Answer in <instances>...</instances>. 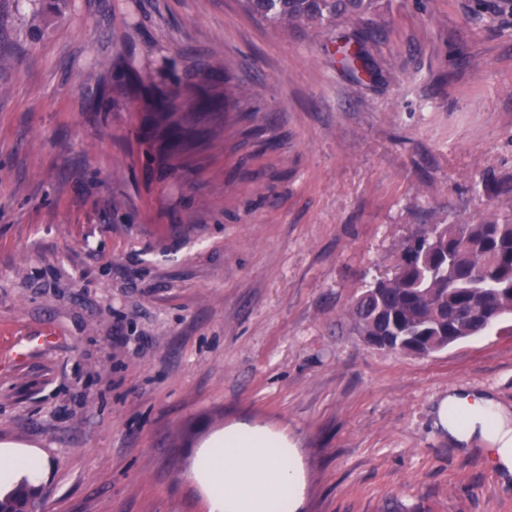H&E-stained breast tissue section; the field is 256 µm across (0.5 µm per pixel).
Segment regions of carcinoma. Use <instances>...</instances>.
<instances>
[{"instance_id": "1", "label": "carcinoma", "mask_w": 512, "mask_h": 512, "mask_svg": "<svg viewBox=\"0 0 512 512\" xmlns=\"http://www.w3.org/2000/svg\"><path fill=\"white\" fill-rule=\"evenodd\" d=\"M250 13L286 33L293 29H330L342 19L375 12L379 0H245ZM335 52L353 66L364 60L360 42L341 40ZM178 93L146 101L151 115L171 120L185 142L188 131L172 119ZM489 305L505 319L512 316V223L470 220L430 224L403 243L396 272L362 292L349 309L359 334L380 349L416 353L454 343L486 330L463 312ZM36 490L26 481L0 497V512H14L16 500Z\"/></svg>"}]
</instances>
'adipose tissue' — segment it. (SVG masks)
<instances>
[{"label": "adipose tissue", "mask_w": 512, "mask_h": 512, "mask_svg": "<svg viewBox=\"0 0 512 512\" xmlns=\"http://www.w3.org/2000/svg\"><path fill=\"white\" fill-rule=\"evenodd\" d=\"M496 405L482 395L452 394L435 413V424L459 443L481 438L495 445L504 463L512 462V428L497 422ZM39 456L0 452V487L37 480ZM194 474L209 512H299L306 482L295 445L287 435L239 422L214 434L194 458Z\"/></svg>", "instance_id": "adipose-tissue-1"}]
</instances>
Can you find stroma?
I'll return each instance as SVG.
<instances>
[{"label":"stroma","mask_w":512,"mask_h":512,"mask_svg":"<svg viewBox=\"0 0 512 512\" xmlns=\"http://www.w3.org/2000/svg\"><path fill=\"white\" fill-rule=\"evenodd\" d=\"M172 89L179 148L145 121ZM476 217L512 221V0L289 35L243 0H0V448L44 459L41 512H207L192 459L235 422L287 431L301 512H512L433 425L461 391L512 424V324L414 356L348 315Z\"/></svg>","instance_id":"1"}]
</instances>
